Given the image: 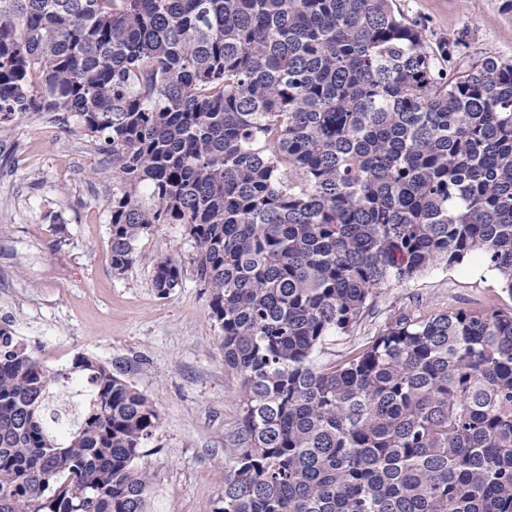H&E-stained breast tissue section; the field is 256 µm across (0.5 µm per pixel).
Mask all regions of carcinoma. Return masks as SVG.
I'll list each match as a JSON object with an SVG mask.
<instances>
[{
  "instance_id": "obj_1",
  "label": "carcinoma",
  "mask_w": 512,
  "mask_h": 512,
  "mask_svg": "<svg viewBox=\"0 0 512 512\" xmlns=\"http://www.w3.org/2000/svg\"><path fill=\"white\" fill-rule=\"evenodd\" d=\"M465 45L395 0H0V122L63 112L111 158L112 273L156 224L193 243L241 385L212 512H512V310L400 312L312 364L431 266L512 294V60ZM158 426L111 366L51 373L0 327V512H146Z\"/></svg>"
}]
</instances>
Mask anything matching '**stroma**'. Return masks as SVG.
Masks as SVG:
<instances>
[{
	"instance_id": "1",
	"label": "stroma",
	"mask_w": 512,
	"mask_h": 512,
	"mask_svg": "<svg viewBox=\"0 0 512 512\" xmlns=\"http://www.w3.org/2000/svg\"><path fill=\"white\" fill-rule=\"evenodd\" d=\"M431 40L467 33L461 59H512V19L497 0H396ZM109 158L72 120L31 112L0 126V325L50 372L85 355L122 371L154 403L160 425L137 462L153 484L147 512H212L236 454L240 382L225 370L220 328L192 270L159 297L151 270L161 257L189 260L177 224H158L138 259L113 275ZM512 308V294L477 258L439 264L383 286L347 336L326 337L316 367L375 336L395 314Z\"/></svg>"
}]
</instances>
